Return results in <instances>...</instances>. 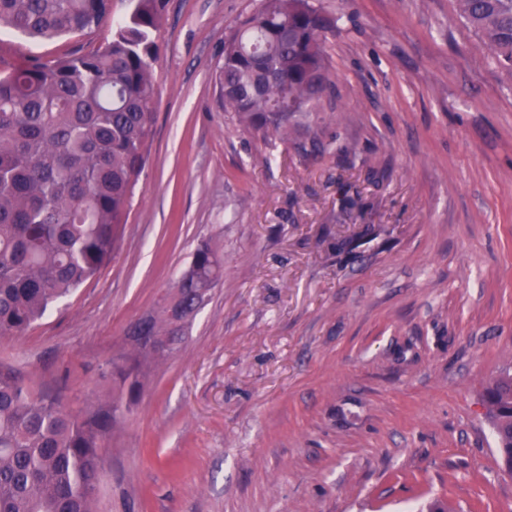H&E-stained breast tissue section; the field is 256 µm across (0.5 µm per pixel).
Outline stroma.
<instances>
[{"mask_svg": "<svg viewBox=\"0 0 512 512\" xmlns=\"http://www.w3.org/2000/svg\"><path fill=\"white\" fill-rule=\"evenodd\" d=\"M320 146L224 111V41L259 0H163L152 138L111 261L0 362L71 407L118 393L136 322L204 241L224 277L107 439L95 512H512L483 406L512 373V71L456 0H313ZM89 34H0L23 61Z\"/></svg>", "mask_w": 512, "mask_h": 512, "instance_id": "stroma-1", "label": "stroma"}]
</instances>
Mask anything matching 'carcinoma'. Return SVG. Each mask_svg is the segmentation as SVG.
<instances>
[{"mask_svg":"<svg viewBox=\"0 0 512 512\" xmlns=\"http://www.w3.org/2000/svg\"><path fill=\"white\" fill-rule=\"evenodd\" d=\"M482 46L512 70V0H457ZM112 0H0V28L52 40L88 32ZM160 0H133L128 18L97 49L54 60L0 56V338L23 334L111 258L152 132ZM312 0H260L224 42V111L249 131L283 141L308 132L327 88L324 32ZM223 260L208 243L157 311L144 336H184L208 301ZM183 310L174 326L170 300ZM167 354L144 347L112 367L128 402L79 410L35 389L0 363V512H94L106 435L144 385V368ZM500 457L512 461V375L484 392Z\"/></svg>","mask_w":512,"mask_h":512,"instance_id":"carcinoma-1","label":"carcinoma"}]
</instances>
